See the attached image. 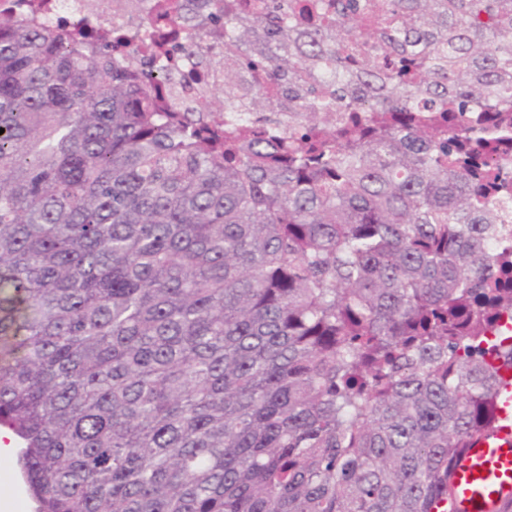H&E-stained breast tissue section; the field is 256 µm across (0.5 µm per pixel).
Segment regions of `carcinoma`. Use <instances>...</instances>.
Segmentation results:
<instances>
[{"instance_id":"cac0c4a2","label":"carcinoma","mask_w":512,"mask_h":512,"mask_svg":"<svg viewBox=\"0 0 512 512\" xmlns=\"http://www.w3.org/2000/svg\"><path fill=\"white\" fill-rule=\"evenodd\" d=\"M213 9L224 99L180 112L119 33L0 14V426L34 512H431L512 367V0Z\"/></svg>"}]
</instances>
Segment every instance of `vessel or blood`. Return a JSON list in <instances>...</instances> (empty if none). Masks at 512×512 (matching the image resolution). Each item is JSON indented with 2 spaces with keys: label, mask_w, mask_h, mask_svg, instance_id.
I'll return each instance as SVG.
<instances>
[{
  "label": "vessel or blood",
  "mask_w": 512,
  "mask_h": 512,
  "mask_svg": "<svg viewBox=\"0 0 512 512\" xmlns=\"http://www.w3.org/2000/svg\"><path fill=\"white\" fill-rule=\"evenodd\" d=\"M497 426L475 435L457 460L441 512H502L512 502V370L504 369L497 390Z\"/></svg>",
  "instance_id": "b4317fda"
}]
</instances>
